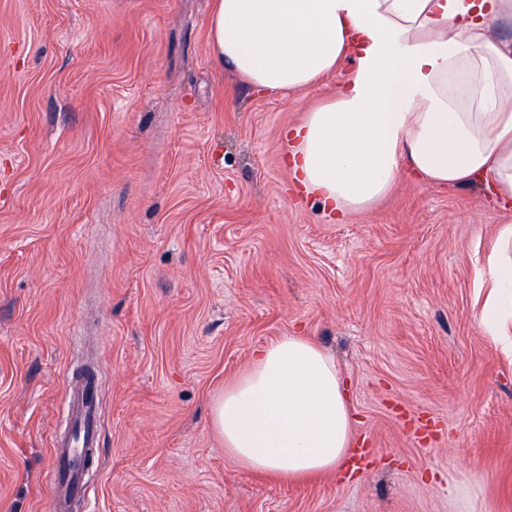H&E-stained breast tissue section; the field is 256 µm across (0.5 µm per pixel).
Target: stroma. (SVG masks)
<instances>
[{
  "instance_id": "stroma-1",
  "label": "stroma",
  "mask_w": 512,
  "mask_h": 512,
  "mask_svg": "<svg viewBox=\"0 0 512 512\" xmlns=\"http://www.w3.org/2000/svg\"><path fill=\"white\" fill-rule=\"evenodd\" d=\"M212 0H0V512H49L65 369L94 361L91 512H512V358L476 317L512 205L402 174L298 197L279 96L220 70ZM293 332L336 361L362 468L233 467L211 404ZM456 496H449V488Z\"/></svg>"
}]
</instances>
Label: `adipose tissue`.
<instances>
[{
  "instance_id": "1",
  "label": "adipose tissue",
  "mask_w": 512,
  "mask_h": 512,
  "mask_svg": "<svg viewBox=\"0 0 512 512\" xmlns=\"http://www.w3.org/2000/svg\"><path fill=\"white\" fill-rule=\"evenodd\" d=\"M512 0H213L214 63L270 93L310 87L346 56L341 89L285 133L295 191L344 217L384 197L402 169L436 186L512 201V44L490 33ZM478 317L512 319V251ZM212 424L235 467L304 483L342 471L353 416L333 358L308 336L257 348L224 380Z\"/></svg>"
}]
</instances>
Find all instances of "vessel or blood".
<instances>
[{
    "mask_svg": "<svg viewBox=\"0 0 512 512\" xmlns=\"http://www.w3.org/2000/svg\"><path fill=\"white\" fill-rule=\"evenodd\" d=\"M100 378L96 370L69 371L64 380L65 419L51 443V512H75L89 500L87 454L101 445Z\"/></svg>",
    "mask_w": 512,
    "mask_h": 512,
    "instance_id": "b4317fda",
    "label": "vessel or blood"
}]
</instances>
